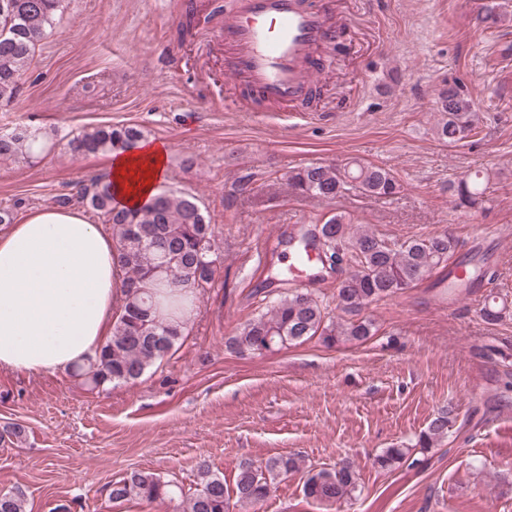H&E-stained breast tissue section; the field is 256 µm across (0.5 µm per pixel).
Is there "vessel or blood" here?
I'll list each match as a JSON object with an SVG mask.
<instances>
[{
	"mask_svg": "<svg viewBox=\"0 0 512 512\" xmlns=\"http://www.w3.org/2000/svg\"><path fill=\"white\" fill-rule=\"evenodd\" d=\"M344 28L336 0H235L224 20V74L283 106L287 118L301 117L297 103L322 74V53L342 41ZM289 260L299 284L310 285L315 251L291 252Z\"/></svg>",
	"mask_w": 512,
	"mask_h": 512,
	"instance_id": "vessel-or-blood-1",
	"label": "vessel or blood"
}]
</instances>
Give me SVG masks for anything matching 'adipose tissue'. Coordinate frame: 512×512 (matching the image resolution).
Returning <instances> with one entry per match:
<instances>
[{"instance_id": "adipose-tissue-1", "label": "adipose tissue", "mask_w": 512, "mask_h": 512, "mask_svg": "<svg viewBox=\"0 0 512 512\" xmlns=\"http://www.w3.org/2000/svg\"><path fill=\"white\" fill-rule=\"evenodd\" d=\"M166 164L158 143L112 153L117 201L141 206ZM115 256L110 230L74 208L36 211L0 234V371L68 369L95 355L122 304Z\"/></svg>"}]
</instances>
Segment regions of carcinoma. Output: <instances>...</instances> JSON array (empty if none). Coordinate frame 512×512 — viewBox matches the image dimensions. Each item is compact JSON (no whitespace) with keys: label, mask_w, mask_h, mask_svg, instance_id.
<instances>
[{"label":"carcinoma","mask_w":512,"mask_h":512,"mask_svg":"<svg viewBox=\"0 0 512 512\" xmlns=\"http://www.w3.org/2000/svg\"><path fill=\"white\" fill-rule=\"evenodd\" d=\"M61 7L62 0H0V103L9 104L18 95L38 42L53 29ZM502 17L500 3L487 0L476 20L493 28ZM436 104L442 112L439 140L456 143L474 131L475 116L461 86H444ZM143 137L136 126L99 125L71 139L69 149L84 155L126 151ZM45 144L42 132L27 126L0 131V160L26 161ZM287 181L299 194L326 201L353 187L378 197H392L399 190L390 170L356 159L343 165L300 168L290 172ZM448 192L459 208L473 209L485 202L478 173L448 182ZM74 200L102 215L111 226L117 263L123 271L124 304L114 320L112 336L96 357L75 367L72 375L92 391L134 383L189 335V323L175 320L160 307L163 300L173 309L176 301L169 295L158 298L155 289L192 288L201 295L212 287L218 262L215 225L194 195L178 190L163 188L136 209L123 207L116 202L104 174L92 177L76 196L57 198L62 205ZM352 224L353 219L343 214L321 224L324 260L334 264L345 259L349 265V272L336 287V319L327 316L326 307L312 294L293 291L248 320L227 339L228 346L261 354L274 346L302 344L315 337L327 346L364 343L375 334V325L361 316L363 308L422 280L447 261L456 247L446 233L390 244L364 226L354 229ZM506 311V304L490 294L481 315L484 321L495 323ZM450 427L448 412L437 413L420 431L413 448L428 450L440 445ZM25 435L26 428L19 422L0 427L3 439L20 442ZM411 449L388 448L375 463L382 469L394 468L409 457ZM302 471V459L295 454L274 456L260 465L243 462L230 488L224 477L202 460L196 467L195 488L188 494L179 483L154 472L132 470L112 481L109 500L122 504L133 499L149 503L177 499L185 504L184 512H230L232 508L258 512L279 482ZM358 487V474L349 461L310 469L302 482L305 498L323 506L355 497ZM0 512H24L23 491L0 492Z\"/></svg>","instance_id":"carcinoma-1"}]
</instances>
